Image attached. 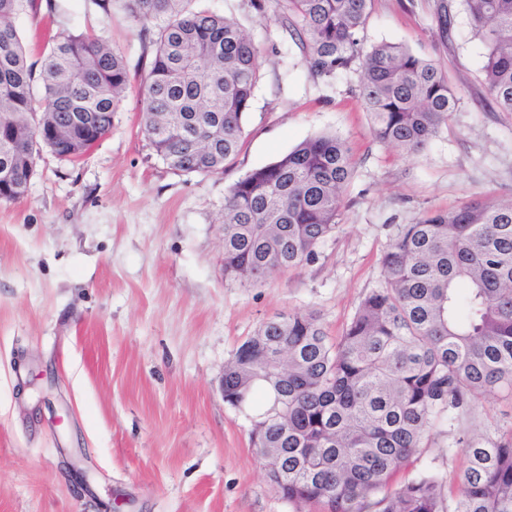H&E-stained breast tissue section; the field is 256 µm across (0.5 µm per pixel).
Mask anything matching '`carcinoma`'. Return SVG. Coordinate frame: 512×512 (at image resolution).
<instances>
[{"label":"carcinoma","mask_w":512,"mask_h":512,"mask_svg":"<svg viewBox=\"0 0 512 512\" xmlns=\"http://www.w3.org/2000/svg\"><path fill=\"white\" fill-rule=\"evenodd\" d=\"M142 24L150 70L141 125L173 172L219 174L239 152L259 79V50L239 22L199 0L115 2ZM370 0H277L309 72L330 80L361 59V101L378 140L408 157L448 124L457 105L430 61L385 41L363 54ZM485 48L483 83L512 113V0H464ZM38 0H0V200L28 191L47 148L76 160L112 128L130 83L124 53L101 36L62 28L40 68L14 19ZM340 136L307 139L251 170L224 195V276L258 284L310 262L337 228L353 177ZM381 283L331 341L313 313L265 322L224 364V402H267L252 442L286 501L331 512H512V436L466 443L455 495L426 466L399 488L394 473L430 432L468 413L473 399L512 389V198L474 200L399 224Z\"/></svg>","instance_id":"carcinoma-1"}]
</instances>
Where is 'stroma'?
I'll return each mask as SVG.
<instances>
[{
    "label": "stroma",
    "mask_w": 512,
    "mask_h": 512,
    "mask_svg": "<svg viewBox=\"0 0 512 512\" xmlns=\"http://www.w3.org/2000/svg\"><path fill=\"white\" fill-rule=\"evenodd\" d=\"M450 5L451 34L437 15ZM259 49L243 145L221 174L173 173L140 128L150 67L140 23L87 0L15 25L40 63L42 29L103 35L125 54L129 89L111 131L74 162L42 152L26 196L0 201V512H328L267 481L256 412L224 401V364L268 319L314 313L341 336L381 280L396 225L474 200L512 197V114L485 107L484 48L463 0H371L363 51L403 44L448 79L457 106L423 150L374 136L360 67L314 78L276 0H201ZM323 133L344 138L354 174L335 232L314 260L249 285L224 275V194L251 170ZM512 432L497 391L419 449L456 489L462 441Z\"/></svg>",
    "instance_id": "1"
}]
</instances>
